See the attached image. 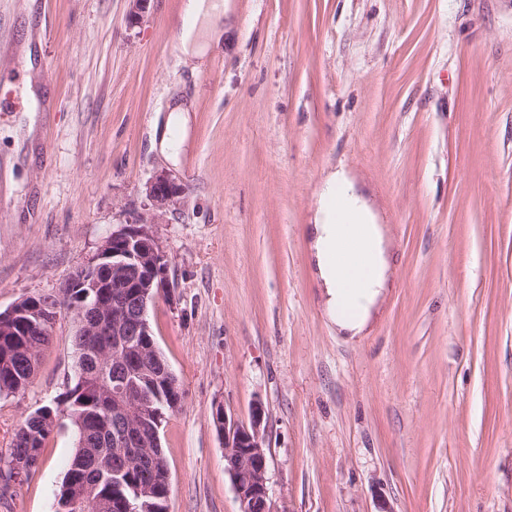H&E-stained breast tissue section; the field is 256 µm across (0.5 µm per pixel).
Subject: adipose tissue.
Returning a JSON list of instances; mask_svg holds the SVG:
<instances>
[{
  "label": "adipose tissue",
  "instance_id": "ef3b65f1",
  "mask_svg": "<svg viewBox=\"0 0 512 512\" xmlns=\"http://www.w3.org/2000/svg\"><path fill=\"white\" fill-rule=\"evenodd\" d=\"M175 37L186 60L203 64L208 53L224 39L222 0H184L173 23ZM361 228L363 255L372 273L358 288L345 286V273L333 255L344 220ZM311 255L323 289L325 311L336 327L355 337L367 326L371 313L387 287L390 259L383 225L374 223L371 212L356 194L353 183L341 173L324 182L321 204L310 224Z\"/></svg>",
  "mask_w": 512,
  "mask_h": 512
}]
</instances>
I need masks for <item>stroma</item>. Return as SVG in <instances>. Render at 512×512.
<instances>
[{
	"mask_svg": "<svg viewBox=\"0 0 512 512\" xmlns=\"http://www.w3.org/2000/svg\"><path fill=\"white\" fill-rule=\"evenodd\" d=\"M181 2L134 21L129 0H0V310L58 294L166 173L169 512H238L213 410L245 423L258 400L275 512H512V0H224L196 70L168 30ZM176 96L195 110L171 162ZM333 171L392 254L354 338L307 233ZM73 358L64 312L0 398V455ZM74 452L62 424L0 512H55Z\"/></svg>",
	"mask_w": 512,
	"mask_h": 512,
	"instance_id": "stroma-1",
	"label": "stroma"
}]
</instances>
